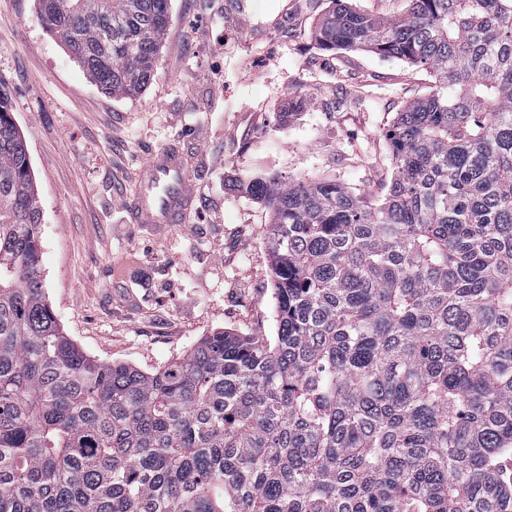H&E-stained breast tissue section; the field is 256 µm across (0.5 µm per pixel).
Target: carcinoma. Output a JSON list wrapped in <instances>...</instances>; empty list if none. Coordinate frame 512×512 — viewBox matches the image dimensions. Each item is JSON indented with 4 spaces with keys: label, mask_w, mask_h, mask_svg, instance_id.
<instances>
[{
    "label": "carcinoma",
    "mask_w": 512,
    "mask_h": 512,
    "mask_svg": "<svg viewBox=\"0 0 512 512\" xmlns=\"http://www.w3.org/2000/svg\"><path fill=\"white\" fill-rule=\"evenodd\" d=\"M38 3L91 83H150L170 0ZM313 38L433 75L385 133L389 190L235 180L271 212L277 335L153 373L63 332L0 92V512H512V0H332ZM359 9L366 10L381 16H398L405 10V0H352Z\"/></svg>",
    "instance_id": "obj_1"
}]
</instances>
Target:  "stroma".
<instances>
[{
	"label": "stroma",
	"mask_w": 512,
	"mask_h": 512,
	"mask_svg": "<svg viewBox=\"0 0 512 512\" xmlns=\"http://www.w3.org/2000/svg\"><path fill=\"white\" fill-rule=\"evenodd\" d=\"M171 0L154 77L113 97L42 24L38 0H0V87L30 153L48 301L76 346L151 373L222 329L276 334L267 207L232 191L259 173L333 180L377 199L393 176L385 132L430 73L318 48L330 0ZM304 106L283 120L288 103ZM182 153L194 195L178 224H138L148 155Z\"/></svg>",
	"instance_id": "1"
}]
</instances>
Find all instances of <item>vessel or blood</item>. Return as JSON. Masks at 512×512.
<instances>
[{"label":"vessel or blood","mask_w":512,"mask_h":512,"mask_svg":"<svg viewBox=\"0 0 512 512\" xmlns=\"http://www.w3.org/2000/svg\"><path fill=\"white\" fill-rule=\"evenodd\" d=\"M191 195L179 155L169 149L151 153L135 192L137 218L144 224L179 221L188 211Z\"/></svg>","instance_id":"1"}]
</instances>
